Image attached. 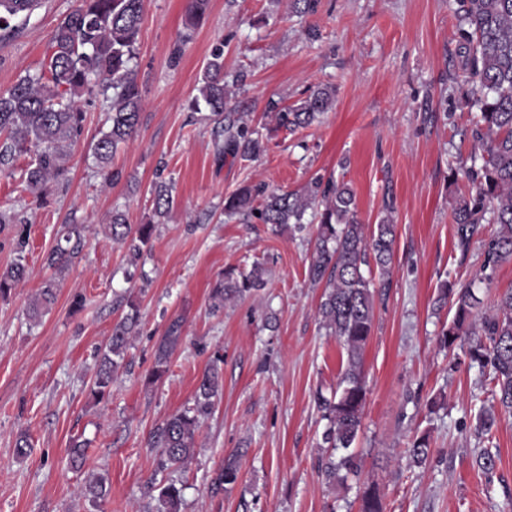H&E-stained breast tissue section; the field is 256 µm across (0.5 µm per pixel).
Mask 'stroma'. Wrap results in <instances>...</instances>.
I'll use <instances>...</instances> for the list:
<instances>
[{"instance_id":"35a3bbf8","label":"stroma","mask_w":512,"mask_h":512,"mask_svg":"<svg viewBox=\"0 0 512 512\" xmlns=\"http://www.w3.org/2000/svg\"><path fill=\"white\" fill-rule=\"evenodd\" d=\"M77 0H42L12 40L0 42V91L36 73L59 21ZM187 0H144L135 60L144 103L135 138L116 154L105 181L90 145L105 127L106 105L81 98L86 120L69 161L68 182L43 206L23 192L19 167L0 170V209L30 221L28 277L0 298V512H156L150 483L183 487L182 512H360L375 488L385 512H512V416L467 357L469 337L452 348L441 329L452 311L438 307L442 282H478L479 243L457 246V157L472 151L477 109L457 69L458 0H317L298 17L277 0H210L205 20L179 60ZM224 69L246 76L237 100L253 127L271 131L250 160L216 161L209 122L192 111L198 80L216 45ZM336 90L320 119L274 130L269 102L299 103L316 87ZM173 182L175 205L153 235L152 250L130 264L105 232L106 218L127 211L132 224L152 211L157 175ZM334 175L356 195L362 223L384 204L396 226L391 286L374 298V327L363 354L366 404L354 451L357 475L328 484L318 465L326 427L317 396H331L342 349L316 316L323 291L308 277L313 231L271 234L258 219L224 216V199L244 183L302 189ZM83 224L80 253L62 273L46 258L66 224ZM263 262L268 284L214 316L210 292L226 268ZM56 299L37 320L29 304L48 277ZM133 297L139 332L121 361L111 398L87 397L98 351ZM182 318V342L170 371L145 384L161 337ZM222 357L224 393L203 423L193 459L160 469L153 428L191 404L198 380ZM496 423L478 435L480 409ZM27 432L32 451L16 458ZM430 439L422 467L405 450ZM88 441L85 471L69 465L72 440ZM497 452L483 474L477 458ZM242 450L240 478L224 493L211 479L231 451ZM107 476L103 508L83 494L86 471Z\"/></svg>"}]
</instances>
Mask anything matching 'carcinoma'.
<instances>
[{"label":"carcinoma","instance_id":"cac0c4a2","mask_svg":"<svg viewBox=\"0 0 512 512\" xmlns=\"http://www.w3.org/2000/svg\"><path fill=\"white\" fill-rule=\"evenodd\" d=\"M39 0H0V38L18 29L17 21H26ZM460 65L455 79L472 86L473 105L480 117L471 129L473 149L468 159L460 160L455 174L472 184L470 193L459 196L452 206L457 225L458 247L467 253L484 224L497 225L496 231L482 241L483 263L479 280L489 281L496 269L512 260V0H459ZM209 0H188L185 31L179 33L181 45L192 39L204 20ZM143 14V0H79V5L57 25L52 34L40 73L25 75L5 92H0V166L20 158V182L24 191L36 200L46 197L48 184L56 186L67 179L71 149L80 140L85 113L76 104L83 95H101L108 103V128L91 144L100 169L112 162L119 146L136 134L142 106V89L137 81L134 60ZM244 75L228 77L224 73L223 46L215 48L199 80L198 94L191 107L204 109V119L214 122L215 154L222 159L252 158L265 150L263 136L237 111L232 100L237 96ZM335 89L318 87L296 107H282L272 101L275 129L294 130L316 121L334 102ZM259 206H254V203ZM173 207L171 184L156 182L154 214L165 218ZM378 224L369 226L358 218L355 196L344 182L323 176L312 179L298 191H266L261 184L244 185L224 200V214L248 215L279 232L291 226L297 232L306 229L308 220L316 222L312 261L308 276L324 284L317 308L319 323L328 335L336 337L346 356L336 391L331 398L320 396L317 406L327 421L322 435L327 453L320 470L329 483L344 480V474L357 469L356 457L348 452L361 430L366 388L363 376V352L371 336L374 318V288L390 287L395 224L392 207L385 205ZM14 230L18 258L0 272V297L7 296L25 278V249L28 245V221L11 210H0V227ZM83 225L69 224L47 257L48 267L61 270L72 264L78 254L71 241H80ZM108 230L112 241L127 246L133 260L151 248L154 225H132L126 213L112 211ZM380 281L374 283L373 272ZM266 269L254 262L242 268H229L212 289L211 310L216 313L224 303L244 300L266 288ZM56 298V281L46 280L30 305L39 316ZM437 300L454 309L452 321L441 331L443 342L451 347L469 334V320L479 311L482 301L472 287L456 290L444 282ZM130 312L112 326L98 369L89 385V395L97 402L110 396L112 376L118 361L124 359L132 336L137 333L140 313L135 302ZM182 340V322L173 320L159 345L154 367L147 383L160 380L168 371L170 356ZM470 360L490 370L493 394L500 407L512 412V289L496 300L481 317V338L469 349ZM224 380L217 363L205 369L199 379L192 404L169 415L156 426L150 447L159 449L163 469L188 463L194 456L196 436L203 422L221 399ZM410 463L422 465L429 455L428 438H417L407 449ZM71 465L80 470L86 464V443L72 441ZM238 454L224 458L211 482L218 494L239 478ZM157 512H181L182 489L174 481L159 487ZM85 497L102 506L109 494L107 478L90 473L85 479Z\"/></svg>","mask_w":512,"mask_h":512}]
</instances>
